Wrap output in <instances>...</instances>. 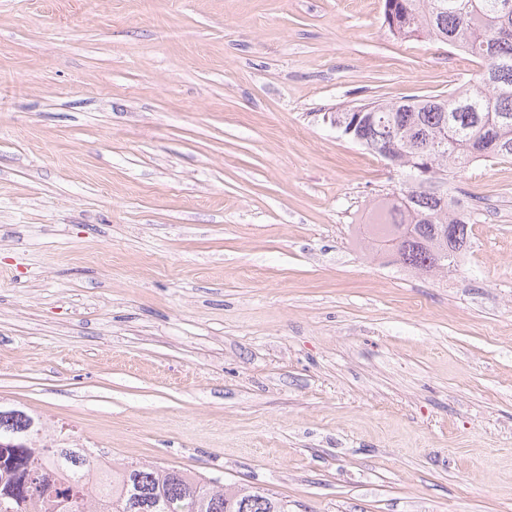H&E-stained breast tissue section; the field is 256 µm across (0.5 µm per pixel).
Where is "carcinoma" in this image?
Listing matches in <instances>:
<instances>
[{
  "label": "carcinoma",
  "instance_id": "1",
  "mask_svg": "<svg viewBox=\"0 0 512 512\" xmlns=\"http://www.w3.org/2000/svg\"><path fill=\"white\" fill-rule=\"evenodd\" d=\"M384 23L395 39L423 38L473 58L476 77L446 95L360 103L323 118L348 140L378 155L398 148L395 169L411 182L374 205L377 223L356 234L376 252L417 273L446 270L470 247L474 208L424 187L431 171L460 176L486 158L512 160V0H384ZM39 429L23 410L0 406V512H41L39 470L61 478L59 512H285L286 501L248 494L218 478L170 467L114 463L90 448L43 454Z\"/></svg>",
  "mask_w": 512,
  "mask_h": 512
}]
</instances>
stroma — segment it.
Listing matches in <instances>:
<instances>
[{"instance_id": "obj_1", "label": "stroma", "mask_w": 512, "mask_h": 512, "mask_svg": "<svg viewBox=\"0 0 512 512\" xmlns=\"http://www.w3.org/2000/svg\"><path fill=\"white\" fill-rule=\"evenodd\" d=\"M384 0H0V403L288 512H512V161L419 275L323 113L478 64Z\"/></svg>"}]
</instances>
